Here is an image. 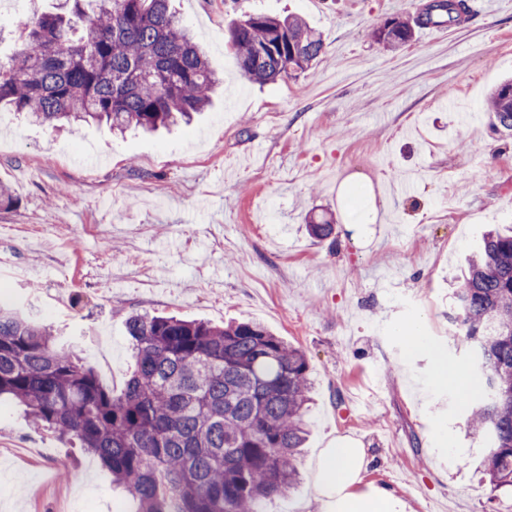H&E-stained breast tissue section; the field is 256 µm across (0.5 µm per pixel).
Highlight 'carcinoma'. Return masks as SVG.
<instances>
[{"instance_id":"carcinoma-1","label":"carcinoma","mask_w":512,"mask_h":512,"mask_svg":"<svg viewBox=\"0 0 512 512\" xmlns=\"http://www.w3.org/2000/svg\"><path fill=\"white\" fill-rule=\"evenodd\" d=\"M72 15L34 12L0 60V109L42 123L106 124L153 133L204 111L218 79L171 0H74ZM473 16L470 0H434L414 22L371 30L386 50L412 25ZM244 76L267 83L305 71L324 49L299 17L249 15L228 31ZM493 129L512 135V79L485 101ZM456 297V339L481 364L467 417L485 444L483 471L512 486V229L489 231ZM135 366L114 395L57 337L0 306V397L33 423L97 456L137 512H258L299 479L312 382L303 351L255 322L222 327L133 313Z\"/></svg>"}]
</instances>
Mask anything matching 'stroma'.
<instances>
[{"mask_svg":"<svg viewBox=\"0 0 512 512\" xmlns=\"http://www.w3.org/2000/svg\"><path fill=\"white\" fill-rule=\"evenodd\" d=\"M430 0H173L224 79L194 122L157 136L57 129L0 112V298L73 344L120 393L133 365L130 312L223 325L259 322L305 352L314 381L300 482L262 512H309L307 479L336 436L361 440L364 484L407 512H512L491 488L460 390L474 373L450 331L455 278L482 234L512 224V138L483 108L512 75V0H474L444 36L415 27L386 51L382 19ZM56 0H0V52L19 21ZM295 15L324 53L297 77L259 85L227 46L244 16ZM367 176L385 221L361 239L341 222L337 189ZM336 225L311 237L309 218ZM421 324L427 350L402 333ZM445 356L461 388L431 383ZM77 444L0 402V512H136Z\"/></svg>","mask_w":512,"mask_h":512,"instance_id":"35a3bbf8","label":"stroma"}]
</instances>
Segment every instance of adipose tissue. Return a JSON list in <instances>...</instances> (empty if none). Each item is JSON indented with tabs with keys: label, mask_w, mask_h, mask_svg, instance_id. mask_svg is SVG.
Wrapping results in <instances>:
<instances>
[{
	"label": "adipose tissue",
	"mask_w": 512,
	"mask_h": 512,
	"mask_svg": "<svg viewBox=\"0 0 512 512\" xmlns=\"http://www.w3.org/2000/svg\"><path fill=\"white\" fill-rule=\"evenodd\" d=\"M338 200L345 222L354 234H362L377 223L379 208L371 189H364L360 199L350 195L349 184H342ZM369 460L360 440L350 437L333 439L320 453L310 480V500L320 512H405L404 504L388 492L362 488V474Z\"/></svg>",
	"instance_id": "ef3b65f1"
}]
</instances>
